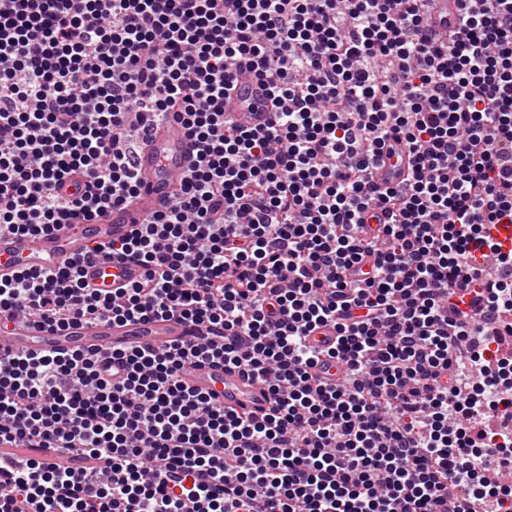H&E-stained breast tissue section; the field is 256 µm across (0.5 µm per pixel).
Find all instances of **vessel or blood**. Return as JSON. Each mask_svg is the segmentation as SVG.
I'll list each match as a JSON object with an SVG mask.
<instances>
[{
	"mask_svg": "<svg viewBox=\"0 0 512 512\" xmlns=\"http://www.w3.org/2000/svg\"><path fill=\"white\" fill-rule=\"evenodd\" d=\"M467 8L466 0H434L431 33L441 38ZM231 111L246 126L263 119L258 106L263 99L259 81L253 72L239 71L232 95ZM192 160L189 141L172 126H160L137 159L144 184L135 203L126 209L97 218L74 233L49 235H0V276L12 275L22 267L54 269L70 260L84 257L95 243L126 236L132 226L143 222L174 197L179 178ZM407 161L384 159L378 171L380 182L393 186L407 174ZM140 266L108 261L85 265V281L89 287L112 289L139 279ZM198 326L175 319L132 321L115 324L108 320L77 321L64 331L35 332L19 327L0 334V353L32 351L67 352L71 350L108 351L126 347H159L173 341H185L198 335ZM188 386L213 396L225 409L263 415L270 407L269 391L245 371L207 361L190 367L184 375Z\"/></svg>",
	"mask_w": 512,
	"mask_h": 512,
	"instance_id": "1",
	"label": "vessel or blood"
}]
</instances>
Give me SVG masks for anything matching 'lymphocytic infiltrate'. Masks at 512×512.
<instances>
[{
    "instance_id": "obj_1",
    "label": "lymphocytic infiltrate",
    "mask_w": 512,
    "mask_h": 512,
    "mask_svg": "<svg viewBox=\"0 0 512 512\" xmlns=\"http://www.w3.org/2000/svg\"><path fill=\"white\" fill-rule=\"evenodd\" d=\"M472 2L434 39L430 0H0V233L130 205L158 122L196 152L170 206L86 254L135 261L137 282L98 292L78 260L20 269L0 278V333L206 328L0 354V512L500 505L512 459L492 419L512 407V354L489 347L512 335V252L491 229L512 224V0ZM244 68L269 86L253 127L227 111ZM391 140L411 169L385 186ZM328 325L334 343L311 345ZM214 359L266 385L269 412L189 389L185 371ZM326 359L340 377L316 373ZM201 328L175 319L132 321L112 324L110 320L77 321L64 331L45 329L35 332L27 326L9 334H0V353L32 351L67 352L71 350L108 351L112 348L160 347L172 341H185L197 336Z\"/></svg>"
}]
</instances>
